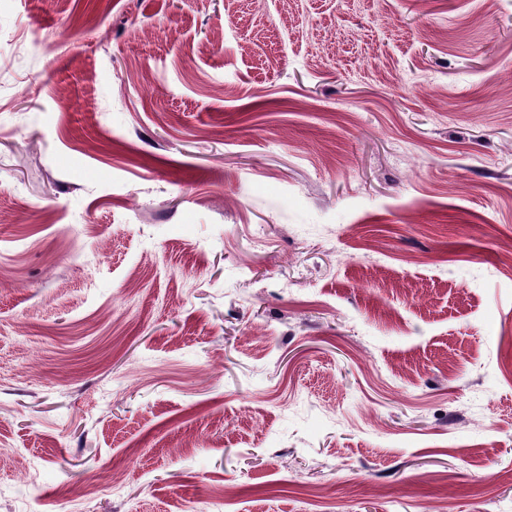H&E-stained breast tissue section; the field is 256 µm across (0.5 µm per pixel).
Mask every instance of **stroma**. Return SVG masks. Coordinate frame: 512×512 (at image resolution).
<instances>
[{
    "instance_id": "stroma-1",
    "label": "stroma",
    "mask_w": 512,
    "mask_h": 512,
    "mask_svg": "<svg viewBox=\"0 0 512 512\" xmlns=\"http://www.w3.org/2000/svg\"><path fill=\"white\" fill-rule=\"evenodd\" d=\"M509 242L512 0H0V512H512Z\"/></svg>"
}]
</instances>
